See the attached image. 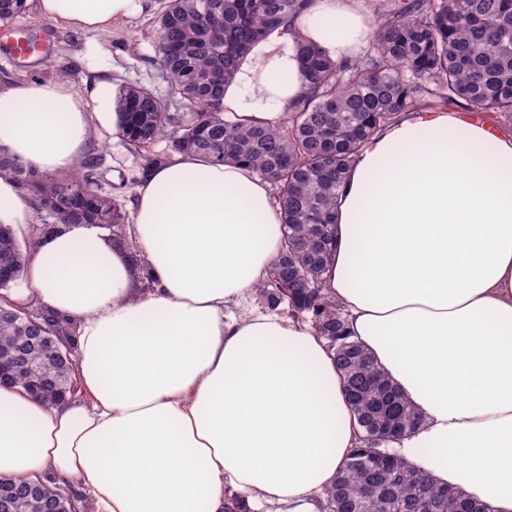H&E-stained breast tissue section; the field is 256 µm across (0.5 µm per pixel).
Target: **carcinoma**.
Wrapping results in <instances>:
<instances>
[{
  "instance_id": "1",
  "label": "carcinoma",
  "mask_w": 512,
  "mask_h": 512,
  "mask_svg": "<svg viewBox=\"0 0 512 512\" xmlns=\"http://www.w3.org/2000/svg\"><path fill=\"white\" fill-rule=\"evenodd\" d=\"M308 0H166L155 28L157 63L172 92L188 112H170L155 92L128 87L118 99L119 134L129 146L149 150L167 139L174 152H191L212 162L241 163L278 189L286 228L284 245L258 291L268 302L288 305L308 317L333 352L345 392L362 433L327 492V512H490L390 451L410 436L422 415L401 393L368 349L348 331L341 306L324 288L325 268L336 246V199L349 167L364 143L403 112H417L437 99L461 100L475 113L512 112V0H383L374 23L372 52L338 64L318 47L299 40L305 91L288 121L272 129L245 125L224 113V84L239 59ZM26 9V0H0V23ZM101 158H80L66 176L42 179L0 153V174L20 180L47 221L20 242L0 224V271L14 283L33 249L36 235L57 225L102 224L112 230L113 250L126 246L118 233L126 213L98 192L93 174ZM7 300L0 301V349L17 347L30 336L14 323ZM41 382L12 374V380L48 403L73 391L75 363L46 349ZM37 507L43 490L24 489Z\"/></svg>"
}]
</instances>
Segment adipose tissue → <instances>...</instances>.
I'll return each mask as SVG.
<instances>
[{
    "label": "adipose tissue",
    "mask_w": 512,
    "mask_h": 512,
    "mask_svg": "<svg viewBox=\"0 0 512 512\" xmlns=\"http://www.w3.org/2000/svg\"><path fill=\"white\" fill-rule=\"evenodd\" d=\"M149 0H27L86 33ZM294 34L333 61L365 46L360 0H309ZM272 30L224 86L239 122L279 127L304 92ZM106 80L0 84V150L44 177L71 172ZM132 249L97 224L41 238L21 301L72 327L79 395L47 404L0 385V476L70 480L97 512H224L245 492L276 512H322L361 434L332 353L311 323L243 312L284 239L254 170L172 153L130 186ZM37 221L0 177V224ZM325 287L423 424L400 454L434 483L512 512V134L485 115L425 109L363 145L336 201ZM150 288H132L131 256Z\"/></svg>",
    "instance_id": "obj_1"
}]
</instances>
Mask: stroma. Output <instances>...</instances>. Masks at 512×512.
<instances>
[{
	"instance_id": "obj_1",
	"label": "stroma",
	"mask_w": 512,
	"mask_h": 512,
	"mask_svg": "<svg viewBox=\"0 0 512 512\" xmlns=\"http://www.w3.org/2000/svg\"><path fill=\"white\" fill-rule=\"evenodd\" d=\"M163 3L150 0L144 14L114 25L110 33L99 37L26 10L15 19L13 28L38 38L42 50L23 55L0 47V83L61 78L80 87L93 80H108L118 88L140 85L168 96V84L155 63V18ZM88 145L101 157L96 175L101 190L125 211H132L128 188L146 171L144 151L128 146L108 124L96 125Z\"/></svg>"
}]
</instances>
